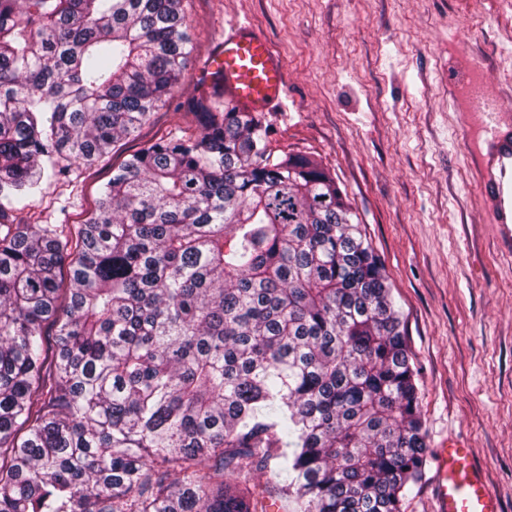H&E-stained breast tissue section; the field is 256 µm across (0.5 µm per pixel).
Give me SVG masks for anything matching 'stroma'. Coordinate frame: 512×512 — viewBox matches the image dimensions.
<instances>
[{
    "mask_svg": "<svg viewBox=\"0 0 512 512\" xmlns=\"http://www.w3.org/2000/svg\"><path fill=\"white\" fill-rule=\"evenodd\" d=\"M189 62L179 87L135 137L102 161L43 180L20 224L74 228L129 154L197 133L185 102L227 23L248 21L280 53L284 108L266 112L269 150L330 171L392 285L416 371L426 443L403 512H436L435 448L464 442L512 512V255L481 211L465 115L448 102L459 53L485 88L512 83V0H184Z\"/></svg>",
    "mask_w": 512,
    "mask_h": 512,
    "instance_id": "1",
    "label": "stroma"
}]
</instances>
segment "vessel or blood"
<instances>
[{
    "label": "vessel or blood",
    "mask_w": 512,
    "mask_h": 512,
    "mask_svg": "<svg viewBox=\"0 0 512 512\" xmlns=\"http://www.w3.org/2000/svg\"><path fill=\"white\" fill-rule=\"evenodd\" d=\"M286 80L272 42L246 23L225 28L201 69L203 84L252 112L267 111L281 101ZM449 87L451 104L469 121L485 211L501 242L512 251V113L502 110L497 96L486 94L484 71L477 61L458 57ZM436 464L438 512H500L468 448L454 442L438 448Z\"/></svg>",
    "instance_id": "vessel-or-blood-1"
}]
</instances>
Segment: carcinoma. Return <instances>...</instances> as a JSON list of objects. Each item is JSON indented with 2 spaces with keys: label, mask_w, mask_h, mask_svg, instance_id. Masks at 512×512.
<instances>
[{
  "label": "carcinoma",
  "mask_w": 512,
  "mask_h": 512,
  "mask_svg": "<svg viewBox=\"0 0 512 512\" xmlns=\"http://www.w3.org/2000/svg\"><path fill=\"white\" fill-rule=\"evenodd\" d=\"M187 29L183 0H0V512H402L426 444L391 284L259 113L201 93L74 231L10 219L150 122Z\"/></svg>",
  "instance_id": "carcinoma-1"
}]
</instances>
